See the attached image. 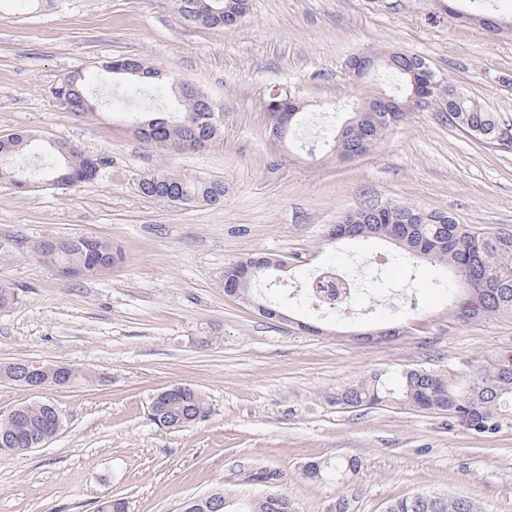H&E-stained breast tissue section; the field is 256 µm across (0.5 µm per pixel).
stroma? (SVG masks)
<instances>
[{
	"instance_id": "stroma-1",
	"label": "stroma",
	"mask_w": 512,
	"mask_h": 512,
	"mask_svg": "<svg viewBox=\"0 0 512 512\" xmlns=\"http://www.w3.org/2000/svg\"><path fill=\"white\" fill-rule=\"evenodd\" d=\"M491 15L492 32L473 23ZM424 58L489 111L512 122V0H251L231 30L183 18L174 0H0V136L20 129L108 157L91 185L18 192L0 182V363L68 364L90 383L30 391L0 382V411L49 401L61 431L20 456H0V512H96L106 497L129 512H180L223 486L248 497L256 468L279 472L296 512H384L415 493L466 494L481 512H512V430L479 437L447 415L390 407L343 408L337 389L370 373L410 367L462 372L512 354V319L464 321L439 285L390 259L380 239L329 243L327 228L362 207L391 202L448 211L491 231L512 226V144L472 137L429 107L409 113L367 154L342 161L327 136L363 86L397 92L376 71L346 74L364 50ZM117 57L168 70L207 96L221 134L175 152L132 133L141 115L174 119L169 87L132 86L105 70ZM80 72L96 101L74 113L52 96ZM302 104L285 141L264 102ZM174 169L224 182V204L171 205L143 196L142 174ZM93 236L123 258L89 278L58 276L33 251L46 238ZM248 256L285 260L272 287L285 319L224 293V268ZM357 283L347 305L312 310L299 291L319 267ZM415 298L416 309L405 308ZM385 328L395 337L368 341ZM174 385L201 392L205 422L179 430L148 415ZM355 458L349 482L312 480L309 462Z\"/></svg>"
}]
</instances>
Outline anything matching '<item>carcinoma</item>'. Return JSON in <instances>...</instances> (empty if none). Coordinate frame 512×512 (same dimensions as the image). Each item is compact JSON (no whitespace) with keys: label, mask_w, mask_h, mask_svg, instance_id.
<instances>
[{"label":"carcinoma","mask_w":512,"mask_h":512,"mask_svg":"<svg viewBox=\"0 0 512 512\" xmlns=\"http://www.w3.org/2000/svg\"><path fill=\"white\" fill-rule=\"evenodd\" d=\"M229 0H175L182 16L197 9L210 13L216 27L224 26V7ZM380 66L399 76L403 89L395 96L399 103L396 112H379L378 105L387 96L384 91H372L362 96L354 112L350 113L332 141L336 156L343 160L352 157L351 150L368 153L384 135L401 123L410 112L419 110L410 97L420 96L422 107L434 104L448 113V122L479 139L512 143V125L503 121L495 112L465 94H456L458 88L430 71L425 60L404 52L387 62V53L380 52ZM57 98L71 102L72 112H91L95 103L89 97L85 80L80 73L63 76L54 89ZM183 112L152 142L162 148L173 147L186 133V118L204 113L208 99L193 88L179 94ZM33 136L20 131L0 149L9 155V161L0 162V180L17 186L21 183L31 188L55 177L69 174V184L88 185L99 179L91 165L98 161L100 170L108 167L109 160L102 155L91 156L76 147L70 159L63 158L65 143L44 145L51 160L45 166L18 164L27 155ZM140 182L147 191L143 195L165 202L168 197H179L177 203H204L209 206L224 205V182L198 178L175 171L145 173ZM392 218L379 220L360 210L347 215L340 227L343 239L378 238L393 244L397 260L409 271L417 269V263L439 265L448 268L460 283L461 293L454 301L457 317L466 321H481L496 317H512V228L503 227L493 232H478L466 228L451 213L426 210L413 204L392 205ZM117 257L108 241L94 237L77 244L73 250L54 254L59 264H82L91 273L102 259ZM336 404L346 408L362 406H399L417 411L448 413L457 426L476 435L496 434L512 429V360L501 361L491 368L476 367L466 372L448 374L428 369H406L394 380L381 372L356 380L336 394ZM48 402L19 405L22 410L16 417L0 413V442L17 431L27 437L14 445L11 455H20L35 444L43 430L49 412ZM201 413L204 422L210 415V405L204 395L190 389L183 403L171 413L176 420L189 412ZM360 465L356 459H338L329 462H313L305 469L306 477L316 480L335 479L345 481L356 475ZM280 493L276 488L257 496L235 499L224 495L223 512H275L271 496ZM434 503L423 507L417 495L403 497L388 505L389 512H481L471 498L460 495L448 497L433 495Z\"/></svg>","instance_id":"1"}]
</instances>
